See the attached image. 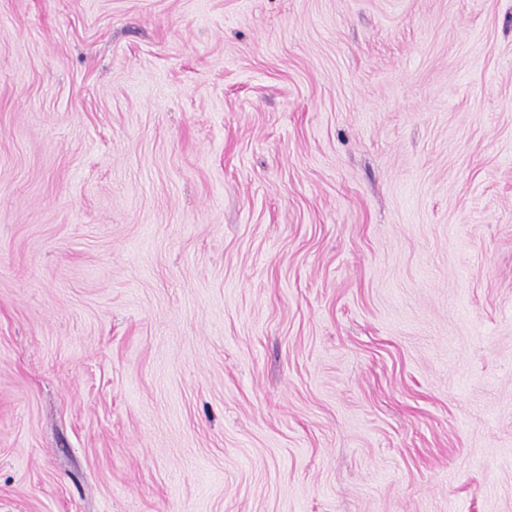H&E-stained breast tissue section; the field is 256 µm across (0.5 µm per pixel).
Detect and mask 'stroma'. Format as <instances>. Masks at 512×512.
<instances>
[{"label":"stroma","instance_id":"1","mask_svg":"<svg viewBox=\"0 0 512 512\" xmlns=\"http://www.w3.org/2000/svg\"><path fill=\"white\" fill-rule=\"evenodd\" d=\"M0 512H512V0H0Z\"/></svg>","mask_w":512,"mask_h":512}]
</instances>
